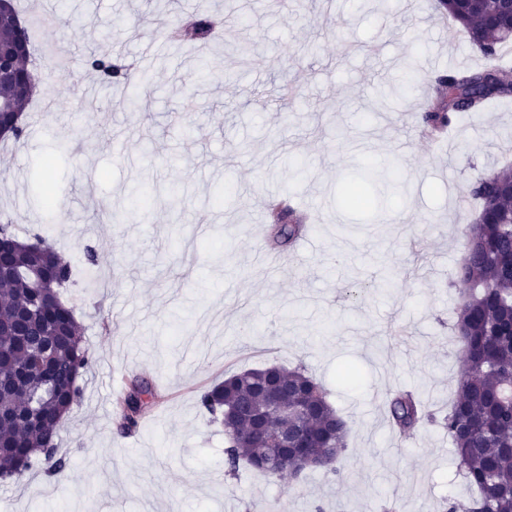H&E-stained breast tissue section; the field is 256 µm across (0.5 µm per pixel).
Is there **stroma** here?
Returning <instances> with one entry per match:
<instances>
[{"mask_svg":"<svg viewBox=\"0 0 512 512\" xmlns=\"http://www.w3.org/2000/svg\"><path fill=\"white\" fill-rule=\"evenodd\" d=\"M433 2L17 0L40 85L26 136L0 142V222L50 233L71 262L61 295L93 361L60 425L65 471L1 480L0 512H384L391 498L440 512L470 497L443 426L463 369L451 272L464 197L512 158V98L427 130L433 78L487 64ZM209 5L212 42L164 37ZM238 43L250 54H229ZM104 46L152 87L89 99L84 60ZM370 161L393 162L395 180L374 184L378 207L348 209L343 190ZM286 187L311 229L276 250L267 204ZM271 363L305 367L347 420L336 473H228L199 397ZM345 365L355 381L339 382ZM133 376L158 397L122 435L116 401ZM399 390L433 412L406 438L387 413Z\"/></svg>","mask_w":512,"mask_h":512,"instance_id":"35a3bbf8","label":"stroma"}]
</instances>
